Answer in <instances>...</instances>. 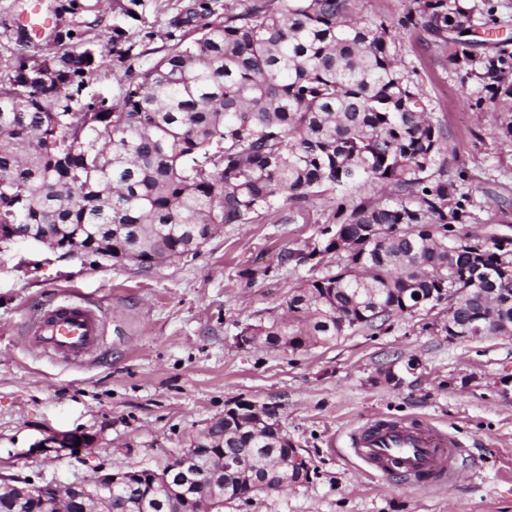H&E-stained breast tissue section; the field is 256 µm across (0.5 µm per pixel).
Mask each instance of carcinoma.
<instances>
[{
    "label": "carcinoma",
    "mask_w": 512,
    "mask_h": 512,
    "mask_svg": "<svg viewBox=\"0 0 512 512\" xmlns=\"http://www.w3.org/2000/svg\"><path fill=\"white\" fill-rule=\"evenodd\" d=\"M357 0H224V18L196 0L176 28L203 20L191 42L175 44L122 96L75 97L103 59L84 44L28 61L0 84V224H47L62 241L108 236L112 260L135 248L148 269L197 253L226 224H250L281 197L296 208L322 189L390 186L336 211L326 238L281 252L278 263H342L290 295L289 319L265 325L287 336L332 342L393 319L453 313L448 333L481 326L512 335V243L464 232L473 201L436 170L441 124L391 52L393 27L355 11ZM410 21L449 48L462 76L512 112V53H477L468 39L476 0H414ZM116 25L112 57L129 56ZM133 226L135 239L128 232ZM425 297L421 302L414 295ZM212 442L236 452L238 428H214ZM287 449L273 435L251 443L252 467Z\"/></svg>",
    "instance_id": "1"
}]
</instances>
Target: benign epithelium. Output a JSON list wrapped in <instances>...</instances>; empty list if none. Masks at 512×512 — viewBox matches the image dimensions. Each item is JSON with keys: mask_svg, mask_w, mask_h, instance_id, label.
Returning <instances> with one entry per match:
<instances>
[{"mask_svg": "<svg viewBox=\"0 0 512 512\" xmlns=\"http://www.w3.org/2000/svg\"><path fill=\"white\" fill-rule=\"evenodd\" d=\"M36 242L53 249L60 250L53 235L48 230L34 232L32 230L17 229L16 225H7V234L0 233V243H29ZM263 329L250 326L244 329L237 337V343L242 348H248L262 340L260 333ZM246 406L250 410L251 421L248 427L250 432L259 429H267L273 432L280 440L285 442V447L290 449L289 458L296 464L305 460V457L296 448L293 441L283 435V427L277 417L275 410L266 405H259L251 401L232 402L224 409V414L219 419L234 415L238 406ZM203 436L192 440V445L181 449L172 455L163 468L160 470L148 469L150 484H168V476L174 475L183 470L189 459L201 452ZM81 444H76V441ZM93 443V437L88 434H77L70 432H58L44 439V446L47 448H74L80 446L86 448ZM220 467L214 469L209 475V484L212 492L196 493L189 487L179 484L172 486L176 496L172 500L180 502L181 512H213V508L226 504L223 494H219L216 488L223 485V477L227 473L237 475L242 482L244 495L251 492L271 493L283 490V477L271 475V471L256 472L251 469L250 456L244 452L237 454H226L219 460ZM141 475L131 469L117 472L100 473L91 480L74 481L64 483L57 480L43 481L39 484L27 483L17 485L11 482V477L0 476V491L10 493V496L19 503H26L35 509H54L56 512H96L103 509L105 512L112 510V498L124 489L134 491L130 498L123 500L124 512H155L158 508H164V503L153 497L140 484Z\"/></svg>", "mask_w": 512, "mask_h": 512, "instance_id": "7a95c632", "label": "benign epithelium"}]
</instances>
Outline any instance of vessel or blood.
<instances>
[{
  "mask_svg": "<svg viewBox=\"0 0 512 512\" xmlns=\"http://www.w3.org/2000/svg\"><path fill=\"white\" fill-rule=\"evenodd\" d=\"M31 341L45 352L78 361L100 347L101 319L81 297L68 295L44 307ZM349 447L370 471L382 476L397 472L410 480L454 478L450 463L460 453L452 436L401 418L367 422L350 433Z\"/></svg>",
  "mask_w": 512,
  "mask_h": 512,
  "instance_id": "obj_1",
  "label": "vessel or blood"
}]
</instances>
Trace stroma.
I'll return each instance as SVG.
<instances>
[{
	"mask_svg": "<svg viewBox=\"0 0 512 512\" xmlns=\"http://www.w3.org/2000/svg\"><path fill=\"white\" fill-rule=\"evenodd\" d=\"M193 0H143L125 63L107 62L85 79L82 97L121 96L174 45L170 20ZM497 29L477 50L512 53V0H493ZM31 0H0V82L18 49L36 59L57 34L112 48V11L98 0H40L53 23L32 39L21 23ZM363 16L391 23L394 55L422 88L452 155L446 174L464 175L475 219L469 234L512 237L511 114L463 79L425 28L407 22L413 0H360ZM335 192L302 209L273 200L249 224H228L197 254L148 269L128 262L67 259L38 244L0 250V474L40 483L87 480L100 470L158 469L226 404L274 407L310 463V477L279 493L225 505L224 512H512V337L448 341L417 315L379 330L311 339L297 353L239 347L249 325L284 319L287 301L310 275L277 262L320 238L336 211ZM253 270V278L243 270ZM76 288L101 310L104 345L83 365L47 355L31 342L46 304ZM401 388L386 370L408 360ZM422 421L463 448L453 482L381 477L347 446L355 427L375 417ZM93 435V447L46 451L47 431Z\"/></svg>",
	"mask_w": 512,
	"mask_h": 512,
	"instance_id": "35a3bbf8",
	"label": "stroma"
}]
</instances>
